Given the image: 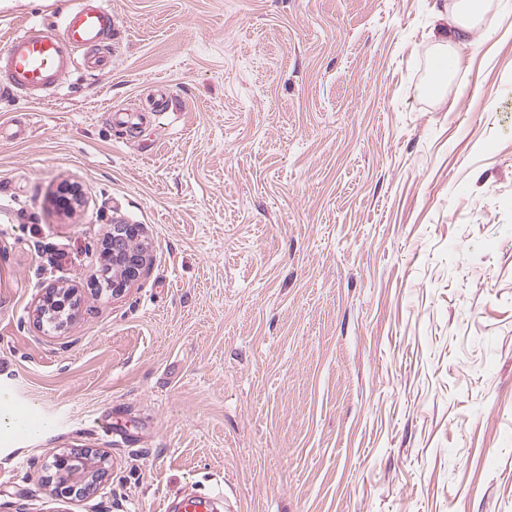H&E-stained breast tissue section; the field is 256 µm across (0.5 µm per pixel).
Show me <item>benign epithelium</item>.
Instances as JSON below:
<instances>
[{
    "mask_svg": "<svg viewBox=\"0 0 512 512\" xmlns=\"http://www.w3.org/2000/svg\"><path fill=\"white\" fill-rule=\"evenodd\" d=\"M79 202L80 191L77 188L66 186L61 189L58 203L63 210L70 211ZM139 235L138 225L115 223L108 236L110 247L100 254L104 281L114 297L121 295L139 279L148 265V247L133 245ZM77 309V291L54 285L39 295L34 312L39 327L47 325L58 332L73 320ZM108 473L106 453L93 449H70L55 456L49 467L47 482L54 486V493L58 496L82 498L97 490Z\"/></svg>",
    "mask_w": 512,
    "mask_h": 512,
    "instance_id": "1",
    "label": "benign epithelium"
}]
</instances>
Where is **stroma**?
<instances>
[{"instance_id":"obj_1","label":"stroma","mask_w":512,"mask_h":512,"mask_svg":"<svg viewBox=\"0 0 512 512\" xmlns=\"http://www.w3.org/2000/svg\"><path fill=\"white\" fill-rule=\"evenodd\" d=\"M54 2L0 0V43ZM448 3L107 0L110 72L0 101V394L41 423L0 512H512V0L434 97ZM116 219L151 257L118 297ZM68 448L97 494L46 484ZM77 291L54 285L45 288L35 304V318L39 327L48 325L53 331H62L73 320L78 309ZM47 482L56 495L87 497L109 473L106 453L93 449H70L58 453L49 467Z\"/></svg>"}]
</instances>
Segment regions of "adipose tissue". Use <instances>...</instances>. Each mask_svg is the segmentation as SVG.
<instances>
[{
    "instance_id": "adipose-tissue-1",
    "label": "adipose tissue",
    "mask_w": 512,
    "mask_h": 512,
    "mask_svg": "<svg viewBox=\"0 0 512 512\" xmlns=\"http://www.w3.org/2000/svg\"><path fill=\"white\" fill-rule=\"evenodd\" d=\"M487 13L485 0H455L451 18L434 37L431 69L426 83L428 93L435 94L443 88L451 67L454 43L463 33L486 22Z\"/></svg>"
}]
</instances>
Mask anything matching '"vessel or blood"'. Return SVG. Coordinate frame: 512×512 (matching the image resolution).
<instances>
[{
  "label": "vessel or blood",
  "instance_id": "b4317fda",
  "mask_svg": "<svg viewBox=\"0 0 512 512\" xmlns=\"http://www.w3.org/2000/svg\"><path fill=\"white\" fill-rule=\"evenodd\" d=\"M60 16L57 27L31 22L0 46V95L39 99L78 60L92 70L109 68L102 48L115 32L111 10L101 0H70Z\"/></svg>",
  "mask_w": 512,
  "mask_h": 512
}]
</instances>
